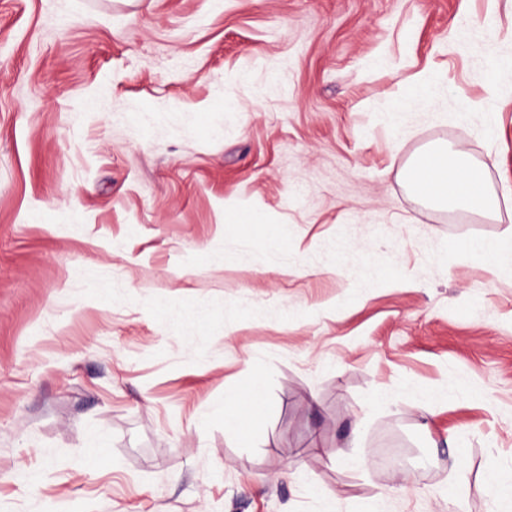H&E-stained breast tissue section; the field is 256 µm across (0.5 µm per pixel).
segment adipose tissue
I'll return each mask as SVG.
<instances>
[{
    "mask_svg": "<svg viewBox=\"0 0 512 512\" xmlns=\"http://www.w3.org/2000/svg\"><path fill=\"white\" fill-rule=\"evenodd\" d=\"M403 181L430 204L495 216L511 189L493 190L485 167L450 144L422 148L402 169Z\"/></svg>",
    "mask_w": 512,
    "mask_h": 512,
    "instance_id": "obj_1",
    "label": "adipose tissue"
}]
</instances>
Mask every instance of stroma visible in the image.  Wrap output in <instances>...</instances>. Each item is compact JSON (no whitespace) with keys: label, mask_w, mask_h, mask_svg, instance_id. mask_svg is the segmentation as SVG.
Segmentation results:
<instances>
[{"label":"stroma","mask_w":512,"mask_h":512,"mask_svg":"<svg viewBox=\"0 0 512 512\" xmlns=\"http://www.w3.org/2000/svg\"><path fill=\"white\" fill-rule=\"evenodd\" d=\"M435 143L512 187V0H0V512H486L512 210ZM401 177L430 204L489 217L500 210L485 167L448 143L422 148L402 169ZM471 251L481 257H491V269L512 268V231L504 239L492 242H474Z\"/></svg>","instance_id":"obj_1"}]
</instances>
